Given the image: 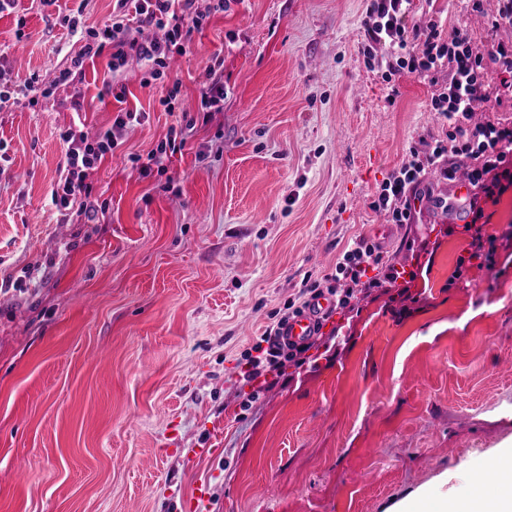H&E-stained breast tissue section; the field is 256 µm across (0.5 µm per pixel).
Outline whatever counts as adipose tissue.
<instances>
[{
	"mask_svg": "<svg viewBox=\"0 0 512 512\" xmlns=\"http://www.w3.org/2000/svg\"><path fill=\"white\" fill-rule=\"evenodd\" d=\"M489 464L498 473L495 486L484 487L475 482L457 501L421 500L410 512H512V453L494 456Z\"/></svg>",
	"mask_w": 512,
	"mask_h": 512,
	"instance_id": "1",
	"label": "adipose tissue"
}]
</instances>
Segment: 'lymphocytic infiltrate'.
<instances>
[{
    "mask_svg": "<svg viewBox=\"0 0 512 512\" xmlns=\"http://www.w3.org/2000/svg\"><path fill=\"white\" fill-rule=\"evenodd\" d=\"M116 11L109 23L100 27L83 26L81 8L59 13L61 26L78 36L82 47L69 64L59 69L55 82L76 86L83 75L86 60L106 56L108 93L124 102L126 87L121 76L130 59L150 68L153 79L168 75L171 57L186 52L193 32L201 30L208 14L226 10L230 0H210L208 13L195 7V0H116ZM485 0H468L472 12L486 16L488 37L478 42L466 29L443 30L433 18L413 19V0H369V43L363 49L367 61H374L376 48L388 52L387 76L417 75L435 82L430 99L431 111L447 124L442 135L420 138L411 144L400 164L378 187L371 203L373 210L385 213L395 224L413 219L415 195L427 174L433 173L446 183L455 182L458 172H465L470 185L479 187L480 199L472 203V220L465 229L471 236L470 258L488 270L496 268L497 238L485 233L480 224L485 202H498L512 189V120L497 116V109L512 106V40L498 39L500 28L512 27V0H496L493 13H485ZM158 30L157 38L141 41L131 35V23ZM498 67L499 83L489 86L486 65ZM224 63L215 60L204 70L199 94L198 117L187 118L179 128L170 129L166 139L151 150L140 163L143 176L165 172L164 161L181 151L197 120H210L224 109ZM447 72V82L437 80ZM146 113L119 110L111 126L88 137L79 126L64 130L60 138L65 145V164L51 191V201L62 221L80 218L95 221L99 215L98 198L93 195L91 176L101 163L123 144L127 127L145 122ZM379 268L380 278L369 277L371 268ZM400 271L384 263L378 245L359 236L337 256L332 272L322 277H305L297 298L289 300L277 321L266 326L244 358L243 378L257 382L282 376L286 365L306 363L309 342L284 343L280 337L289 319L301 315L311 300L330 295L336 309L352 307L356 295L366 288L378 287L381 281L396 282Z\"/></svg>",
    "mask_w": 512,
    "mask_h": 512,
    "instance_id": "f902f5d3",
    "label": "lymphocytic infiltrate"
}]
</instances>
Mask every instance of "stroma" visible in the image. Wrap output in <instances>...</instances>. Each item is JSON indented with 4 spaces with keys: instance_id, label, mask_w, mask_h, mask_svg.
Returning a JSON list of instances; mask_svg holds the SVG:
<instances>
[{
    "instance_id": "obj_1",
    "label": "stroma",
    "mask_w": 512,
    "mask_h": 512,
    "mask_svg": "<svg viewBox=\"0 0 512 512\" xmlns=\"http://www.w3.org/2000/svg\"><path fill=\"white\" fill-rule=\"evenodd\" d=\"M366 6L232 0L168 78L130 62L125 104L100 95L105 60L86 63L80 114L52 84L81 48L56 7L0 13L15 90L0 103V512H183L204 479L211 512H407L460 496L512 448V195L484 227L505 239L492 272L465 259L475 187L454 199L426 180L409 224L371 209L443 121L429 80L384 81L382 50L367 66ZM413 10L485 36L463 0ZM216 56L223 111L142 177L133 156L176 123L169 89L196 110ZM122 106L149 119L92 177L104 216L61 222V131L98 132ZM361 235L416 278L359 294L323 327V354L252 389L245 352ZM214 435L217 454L196 457Z\"/></svg>"
}]
</instances>
